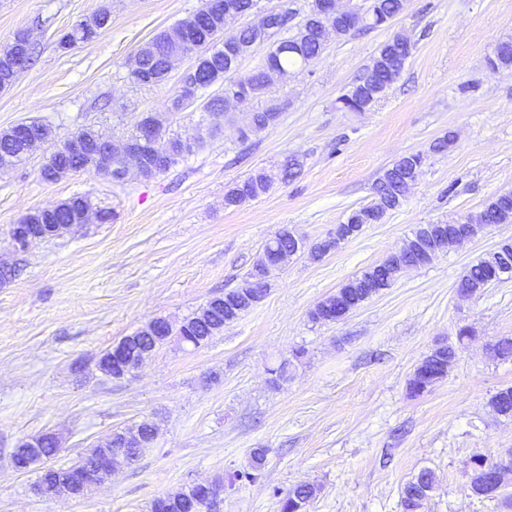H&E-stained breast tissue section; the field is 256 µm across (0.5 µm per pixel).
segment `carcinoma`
Listing matches in <instances>:
<instances>
[{"instance_id": "obj_1", "label": "carcinoma", "mask_w": 512, "mask_h": 512, "mask_svg": "<svg viewBox=\"0 0 512 512\" xmlns=\"http://www.w3.org/2000/svg\"><path fill=\"white\" fill-rule=\"evenodd\" d=\"M406 0H373L372 7L383 18L390 21L405 9ZM308 11L300 14L290 7V0H283L278 6L279 13L270 21L274 30L269 34L265 64L252 72L238 75L240 65L246 56L239 54L231 56L224 47L233 48L252 42L256 29L246 25L231 35L224 34L223 18L207 15L204 8H199L191 14V24L195 25L194 39L196 52L207 53L194 74V83L198 90L210 87L211 81L225 77L227 83L241 89L242 95L249 98L261 99L267 95L273 82L272 74L285 72L290 67L303 66L315 60L324 50L325 41L322 37L319 4L308 0ZM224 38L223 46H217L219 38ZM414 44L403 34H395L380 47L366 72L350 87L346 94L339 98L342 108L349 112H364L376 103L394 79L401 73L407 60L411 57ZM174 51L172 43L165 34L161 33L148 42L138 56L136 73L129 78L136 84L157 85L166 78L169 58ZM493 68H512V40L503 41L498 45L495 57L489 59ZM282 114V107L269 104L253 112L254 122L260 128L277 124ZM45 139L50 141V153L46 156L41 169V176L47 182L60 179L64 173L75 171H91L96 159L93 150L83 154L74 153L67 143H52V132L45 128ZM159 151L169 157V162L158 166L153 160L152 152L142 155L147 168L148 177L164 173L175 166L185 155L180 151L181 136L168 135L163 132L160 136ZM31 144L19 138H11L9 134H0V151L8 150L26 157L30 153ZM424 156L420 153H409L385 170L383 176L374 187L375 201L368 205L351 210L345 223L337 226V234L342 236L365 224H378L388 212L400 206L404 196V187L410 177L416 175L421 167ZM272 186V178L263 171L249 175L243 181L235 184L224 194V205L227 208L237 207L248 199H256L266 194ZM91 208V203L85 196H73L58 203L52 210H34L22 217V221L30 224H83L85 214ZM512 223V192H504L489 200L480 211L467 217V223L473 225ZM423 230L416 229L397 252L389 255L383 262L370 266L360 275L344 283L336 293L327 297L310 312L314 323L326 324L332 318L339 304L360 305L369 298L371 293L379 292L391 286L397 277L411 268L428 265L435 257V251L441 242L434 241L429 249V256L420 253L419 242ZM501 267L509 269L512 276V242L505 240L497 250L474 261L461 278L458 293L463 297H472L493 283L496 270ZM269 280H261L256 269L249 270L241 283L220 295L222 302L212 304L207 301L191 316L181 321L177 335L191 341V347L200 348L204 343L200 337L215 336L224 331L227 321L240 318L254 304L267 294ZM491 353L500 360L512 359V337L504 336L491 346ZM455 361V349L451 345H442L433 349L416 367L409 379V389L415 394L425 391L428 387L448 376ZM508 395L497 392L489 401L493 411L503 417L512 418V387L506 388ZM58 452L56 446H46L37 453L17 451V455L26 460L36 459L42 465L41 475L36 484L39 494L52 498L56 496L61 479L69 473L85 470L92 465L94 454L101 452L95 448L93 452L81 457L68 467L46 465ZM265 450L257 448L254 451L252 471L238 472L231 476V481L255 482L264 464ZM468 489L471 494L483 500L498 499L504 486L491 482L493 474L501 469L507 475H512V457L501 461L483 453L469 457ZM435 486V475L430 469L421 470L414 479L407 482L401 491V507L403 512H419L423 502ZM315 495V489L309 484H297L280 500L281 512L309 504ZM179 502L180 507L167 509L165 500L158 498L151 505V512H207L215 503L208 498V493L202 485H194L186 491L174 496H168Z\"/></svg>"}]
</instances>
